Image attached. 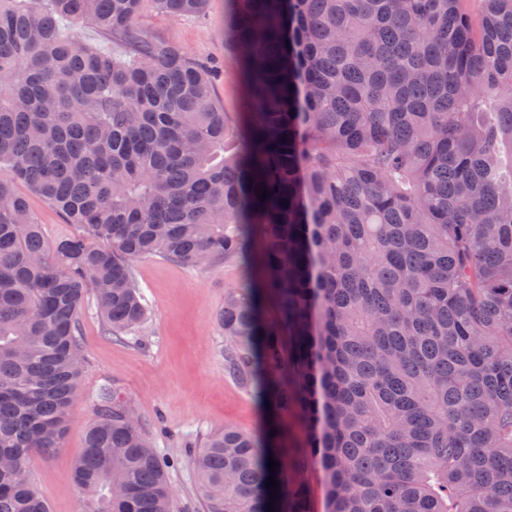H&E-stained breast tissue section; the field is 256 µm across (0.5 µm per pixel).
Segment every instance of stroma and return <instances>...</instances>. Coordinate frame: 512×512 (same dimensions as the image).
Here are the masks:
<instances>
[{
	"label": "stroma",
	"mask_w": 512,
	"mask_h": 512,
	"mask_svg": "<svg viewBox=\"0 0 512 512\" xmlns=\"http://www.w3.org/2000/svg\"><path fill=\"white\" fill-rule=\"evenodd\" d=\"M225 0H210L204 15L178 18L143 0L138 25L144 35L164 42L222 70L214 96L224 111L241 116L250 106L237 76L238 54L224 35ZM31 212L47 241L80 234L81 226L61 214L25 184ZM132 274L142 292L148 318L138 333L109 334L94 295L80 314L84 376L73 397L61 448L28 462L31 478L51 512H78L80 495L70 479L95 417L93 397L102 385L121 390L153 434L157 451L173 460L169 479L177 512H204V499L193 476L191 455L216 428L227 424L258 429L260 411L252 396L224 373V337L216 316L227 288L243 274L232 261L188 269L154 256L137 260Z\"/></svg>",
	"instance_id": "35a3bbf8"
}]
</instances>
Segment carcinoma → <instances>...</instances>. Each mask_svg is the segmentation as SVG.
<instances>
[{
    "label": "carcinoma",
    "instance_id": "carcinoma-1",
    "mask_svg": "<svg viewBox=\"0 0 512 512\" xmlns=\"http://www.w3.org/2000/svg\"><path fill=\"white\" fill-rule=\"evenodd\" d=\"M469 2L227 0L236 121L142 0H0V169L83 228L47 242L0 179V512H51L27 463L62 447L81 306L138 329L149 256L244 269L217 322L263 422L193 453L206 512H310L309 462L325 512H512V0ZM95 412L80 512H174L121 392ZM75 32L77 35L86 43L93 45L102 51H105L112 55L113 51H121V46L117 43H112V36L108 35L103 30L87 24L78 27ZM304 479L307 482L310 497V507L312 512H324V485L323 477L317 466L309 467L304 473Z\"/></svg>",
    "mask_w": 512,
    "mask_h": 512
}]
</instances>
